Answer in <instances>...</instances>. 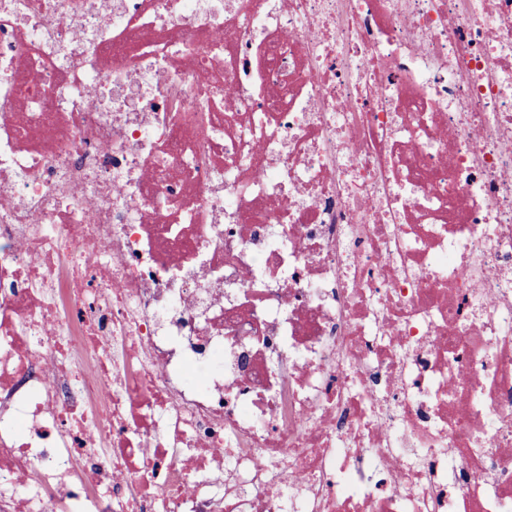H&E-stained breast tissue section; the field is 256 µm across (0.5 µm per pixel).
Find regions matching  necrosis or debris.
I'll return each mask as SVG.
<instances>
[{"label": "necrosis or debris", "instance_id": "1", "mask_svg": "<svg viewBox=\"0 0 512 512\" xmlns=\"http://www.w3.org/2000/svg\"><path fill=\"white\" fill-rule=\"evenodd\" d=\"M0 512H512V0H0Z\"/></svg>", "mask_w": 512, "mask_h": 512}]
</instances>
